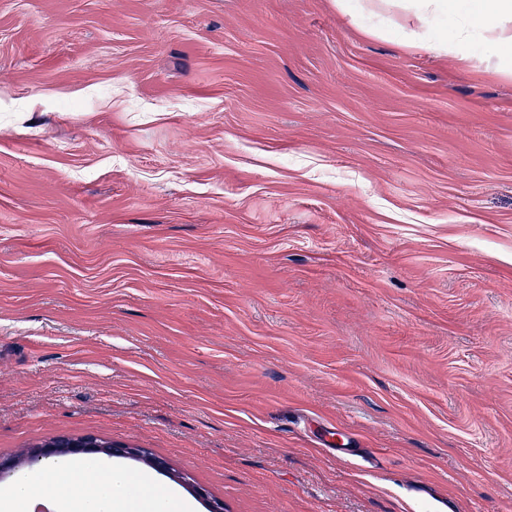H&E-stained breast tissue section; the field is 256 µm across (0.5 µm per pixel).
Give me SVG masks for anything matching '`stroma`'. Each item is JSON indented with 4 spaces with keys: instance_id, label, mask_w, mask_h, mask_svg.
Segmentation results:
<instances>
[{
    "instance_id": "35a3bbf8",
    "label": "stroma",
    "mask_w": 512,
    "mask_h": 512,
    "mask_svg": "<svg viewBox=\"0 0 512 512\" xmlns=\"http://www.w3.org/2000/svg\"><path fill=\"white\" fill-rule=\"evenodd\" d=\"M474 44L0 0V484L91 436L195 512H512V52ZM99 446L86 441H73L68 445L48 446V448L38 449L36 452V460L30 464H41L53 461L55 458L65 455L83 454L93 456L99 453L108 456L138 457L142 451L139 448H125L120 445H111V448H98Z\"/></svg>"
}]
</instances>
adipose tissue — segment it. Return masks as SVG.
<instances>
[{
    "instance_id": "obj_1",
    "label": "adipose tissue",
    "mask_w": 512,
    "mask_h": 512,
    "mask_svg": "<svg viewBox=\"0 0 512 512\" xmlns=\"http://www.w3.org/2000/svg\"><path fill=\"white\" fill-rule=\"evenodd\" d=\"M362 10L414 16V28L399 26V44L428 47L462 66L471 61L468 47L476 30L492 41L512 43V0H467L462 10L457 0H364ZM447 17L454 20L449 32L441 26ZM47 487L59 490L56 512H193L174 493L156 492L149 475L72 459L41 466L27 480L1 489L0 512H26L29 498Z\"/></svg>"
}]
</instances>
